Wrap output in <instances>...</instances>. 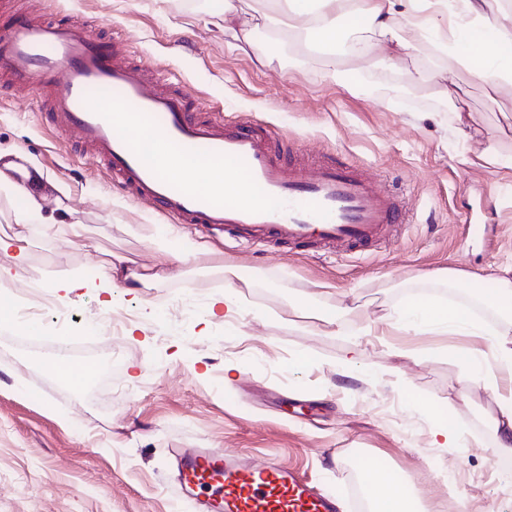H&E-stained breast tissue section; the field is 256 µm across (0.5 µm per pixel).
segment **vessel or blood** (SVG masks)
Listing matches in <instances>:
<instances>
[{
    "label": "vessel or blood",
    "mask_w": 512,
    "mask_h": 512,
    "mask_svg": "<svg viewBox=\"0 0 512 512\" xmlns=\"http://www.w3.org/2000/svg\"><path fill=\"white\" fill-rule=\"evenodd\" d=\"M0 64L20 84L53 85L51 121L89 148L135 198L183 224L229 232L240 243L267 239L349 246L376 240L400 223L391 197L339 161L285 162L265 129L223 118L196 121L188 92L166 93L141 68L65 23L20 20L0 31ZM146 127L185 156L232 163L260 198L239 205L218 191L190 188L164 174L134 138ZM176 480L187 494L205 491L200 512H341L319 482L274 457L251 462L214 448H179Z\"/></svg>",
    "instance_id": "vessel-or-blood-1"
}]
</instances>
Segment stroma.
<instances>
[{"label":"stroma","instance_id":"1","mask_svg":"<svg viewBox=\"0 0 512 512\" xmlns=\"http://www.w3.org/2000/svg\"><path fill=\"white\" fill-rule=\"evenodd\" d=\"M217 11L214 0H0V22L37 15L108 41L160 88L190 91L205 105L200 118L263 124L298 161L342 158L408 221L338 253L273 240L246 247L179 223L134 200L49 123L51 88L20 87L0 70V168L22 171L46 218L16 224L22 202L0 190V237L22 236L27 249L19 269L0 252L11 283L37 280L50 297L55 279L93 275L119 257L159 274L117 289L107 306L84 291L63 297L80 331L43 320L20 341L0 334V512H189L177 448L275 456L343 501L363 492L365 462L408 476L435 512H457L452 484L474 495L476 512L512 500V458L495 456L487 421L495 360L471 370L457 359L488 350L490 332L503 329L495 311L474 310L481 336L390 326L411 294L466 307L495 278L512 277V93L497 97L469 72H449L428 30L379 63L317 50L299 34L237 50ZM336 65L345 80L332 77ZM460 111L475 127L467 140L456 134ZM487 152L498 163L482 162ZM69 210L84 243L59 227ZM160 238L186 256L179 276L165 274ZM228 265L243 284L242 311L209 315ZM454 270L464 277L448 282ZM302 299L351 312L324 336L289 320V304ZM63 337L73 357L98 363V393L54 378L51 346ZM351 351L359 365L349 376L340 363ZM302 354L312 362L299 369ZM445 425L464 432V446L434 444Z\"/></svg>","mask_w":512,"mask_h":512}]
</instances>
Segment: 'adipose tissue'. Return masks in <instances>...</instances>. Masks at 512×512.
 <instances>
[{"instance_id":"adipose-tissue-1","label":"adipose tissue","mask_w":512,"mask_h":512,"mask_svg":"<svg viewBox=\"0 0 512 512\" xmlns=\"http://www.w3.org/2000/svg\"><path fill=\"white\" fill-rule=\"evenodd\" d=\"M396 0H289L287 11L269 7L266 26L295 30L314 43L335 49L346 33L364 28L386 51L403 47L409 36L428 27L429 21L395 7ZM448 12L455 24L438 46L452 69L468 70L490 91L512 89V12L498 0H456ZM164 171L191 187H216L221 197L243 203L256 199L245 178L230 164L211 165L166 150ZM400 329L457 333L480 332V325L463 308L451 307L427 294H412L397 320ZM364 486L374 512H433L432 506L414 491L412 481L382 465L363 472Z\"/></svg>"}]
</instances>
